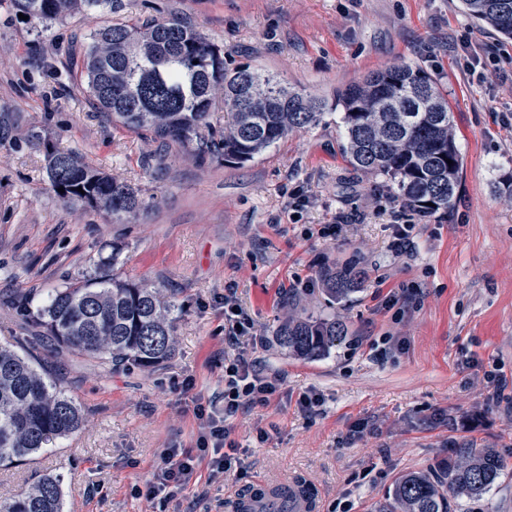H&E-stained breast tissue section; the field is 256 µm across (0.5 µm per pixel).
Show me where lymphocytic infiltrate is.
<instances>
[{
  "label": "lymphocytic infiltrate",
  "mask_w": 512,
  "mask_h": 512,
  "mask_svg": "<svg viewBox=\"0 0 512 512\" xmlns=\"http://www.w3.org/2000/svg\"><path fill=\"white\" fill-rule=\"evenodd\" d=\"M277 387V378L269 376L245 355L225 361L220 402L197 408L201 431L196 451L167 449L163 464L145 484L147 498L170 500L174 490L195 481L202 464L207 466L210 480L223 478L238 461L237 446L230 438V419L240 409L267 404Z\"/></svg>",
  "instance_id": "f902f5d3"
}]
</instances>
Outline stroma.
Instances as JSON below:
<instances>
[{
    "instance_id": "stroma-1",
    "label": "stroma",
    "mask_w": 512,
    "mask_h": 512,
    "mask_svg": "<svg viewBox=\"0 0 512 512\" xmlns=\"http://www.w3.org/2000/svg\"><path fill=\"white\" fill-rule=\"evenodd\" d=\"M175 14L227 62L329 100L369 72L419 64L454 117L463 171L452 207L420 217L386 177L353 170L337 109L243 165L178 145L162 152L113 126L75 80L72 37ZM466 43H495L504 54L471 71ZM511 71L512 39L475 23L461 0H115L111 11L48 29L0 0V342L28 340L35 327L21 308L113 253L118 278L161 288L179 307L175 354L154 369L110 373L38 350L85 421L34 463L0 470V502L51 475L62 480L65 512H229L234 493L300 476L316 512H377L400 474L473 448L508 468L481 499L454 500V512H512V408L484 380L495 363L512 379V196L499 187L512 174ZM50 147L138 189L153 207L118 223L64 203L47 179ZM331 224L337 232L323 235ZM398 224L411 227L400 252ZM351 261L365 271L360 288L329 304L319 271ZM228 294L263 340L250 358L281 386L232 418L239 462L223 482L191 485L163 506L135 496L166 448L194 449L196 396L224 388V359L239 350L224 337ZM301 312L340 319L349 333L324 357L289 355L274 331ZM307 396L319 404L305 412Z\"/></svg>"
}]
</instances>
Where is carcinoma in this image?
<instances>
[{"label":"carcinoma","instance_id":"obj_1","mask_svg":"<svg viewBox=\"0 0 512 512\" xmlns=\"http://www.w3.org/2000/svg\"><path fill=\"white\" fill-rule=\"evenodd\" d=\"M16 13L49 27L75 14L103 11L112 0H10ZM464 12L512 39V0H462ZM81 86L112 123L162 144L194 146L201 154L245 164L289 134L316 125L329 105L342 110L344 152L357 170L394 181L404 204L419 216L452 205L461 177L453 114L438 83L421 67L401 62L370 72L336 92L333 103L289 87L247 64L229 67L224 51L191 23L173 16L97 28L82 37L75 62ZM222 102L230 119L216 127L210 114ZM453 164H448L447 160ZM53 189L69 204L128 219L148 202L72 153L47 151ZM82 191H77V188ZM117 252L94 275L53 288L37 308L44 339L55 350L104 366L153 368L174 349L175 305L147 284L121 280ZM357 267L320 271L332 301L358 289ZM347 326L326 317L289 316L274 341L289 354L317 358L346 338ZM36 359L0 345V466L32 459L77 432L80 406L35 366ZM503 459L474 451L431 471L401 475L379 512H450L448 496L480 499L503 476ZM60 479L46 475L0 512H63Z\"/></svg>","mask_w":512,"mask_h":512}]
</instances>
